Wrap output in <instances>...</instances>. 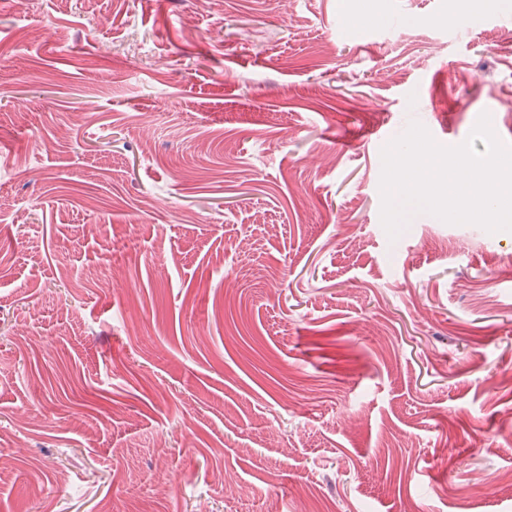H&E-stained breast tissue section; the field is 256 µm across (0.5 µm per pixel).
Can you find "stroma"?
<instances>
[{"label": "stroma", "mask_w": 512, "mask_h": 512, "mask_svg": "<svg viewBox=\"0 0 512 512\" xmlns=\"http://www.w3.org/2000/svg\"><path fill=\"white\" fill-rule=\"evenodd\" d=\"M512 138V0H0V512H512V231L380 220Z\"/></svg>", "instance_id": "stroma-1"}]
</instances>
